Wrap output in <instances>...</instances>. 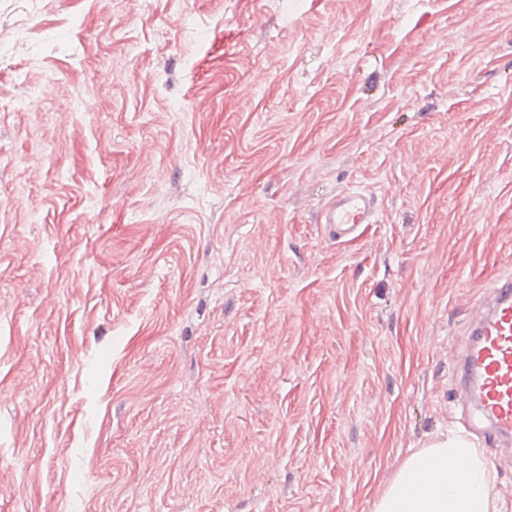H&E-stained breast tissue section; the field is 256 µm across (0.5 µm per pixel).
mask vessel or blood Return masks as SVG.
I'll return each mask as SVG.
<instances>
[{"mask_svg": "<svg viewBox=\"0 0 512 512\" xmlns=\"http://www.w3.org/2000/svg\"><path fill=\"white\" fill-rule=\"evenodd\" d=\"M377 198L348 188L321 209L318 221L330 237L343 239L362 225L375 223ZM486 310L467 328V341L454 366L457 392L466 400V432L493 446L512 442V275L494 279L486 288Z\"/></svg>", "mask_w": 512, "mask_h": 512, "instance_id": "vessel-or-blood-1", "label": "vessel or blood"}]
</instances>
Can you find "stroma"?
Returning a JSON list of instances; mask_svg holds the SVG:
<instances>
[{"label":"stroma","instance_id":"obj_1","mask_svg":"<svg viewBox=\"0 0 512 512\" xmlns=\"http://www.w3.org/2000/svg\"><path fill=\"white\" fill-rule=\"evenodd\" d=\"M509 272L512 0H0V512H372ZM377 198L372 192L348 188L336 193L321 209L318 224H325L329 236L343 239L356 234L362 224H373Z\"/></svg>","mask_w":512,"mask_h":512}]
</instances>
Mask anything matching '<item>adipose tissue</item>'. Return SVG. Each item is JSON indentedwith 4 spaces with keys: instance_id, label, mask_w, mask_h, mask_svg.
I'll return each instance as SVG.
<instances>
[{
    "instance_id": "obj_1",
    "label": "adipose tissue",
    "mask_w": 512,
    "mask_h": 512,
    "mask_svg": "<svg viewBox=\"0 0 512 512\" xmlns=\"http://www.w3.org/2000/svg\"><path fill=\"white\" fill-rule=\"evenodd\" d=\"M492 485L481 451L451 436L411 454L373 512H499Z\"/></svg>"
}]
</instances>
